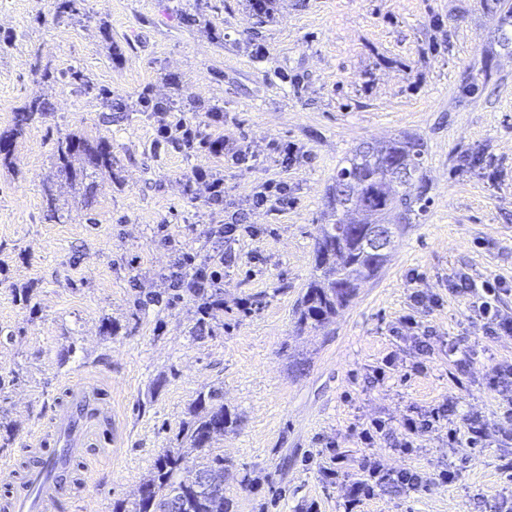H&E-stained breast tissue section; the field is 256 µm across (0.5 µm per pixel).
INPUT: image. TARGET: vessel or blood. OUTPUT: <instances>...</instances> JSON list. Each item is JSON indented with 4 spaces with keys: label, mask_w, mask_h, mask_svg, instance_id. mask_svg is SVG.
I'll return each mask as SVG.
<instances>
[{
    "label": "vessel or blood",
    "mask_w": 512,
    "mask_h": 512,
    "mask_svg": "<svg viewBox=\"0 0 512 512\" xmlns=\"http://www.w3.org/2000/svg\"><path fill=\"white\" fill-rule=\"evenodd\" d=\"M64 387L68 401L55 405L51 415L64 444L53 449L46 467L34 470L22 490L12 495L8 512H54L60 490L54 470L88 449L97 458L112 454V401L107 391L75 376L68 377Z\"/></svg>",
    "instance_id": "b4317fda"
}]
</instances>
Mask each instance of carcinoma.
I'll return each mask as SVG.
<instances>
[{
	"mask_svg": "<svg viewBox=\"0 0 512 512\" xmlns=\"http://www.w3.org/2000/svg\"><path fill=\"white\" fill-rule=\"evenodd\" d=\"M44 110L45 102L36 97L15 113L12 131L0 135L1 165L12 163V138ZM54 161L67 180L81 183L92 173H112V145L105 139L91 142L66 134L55 142ZM424 162L422 139L403 133L380 145L358 146L336 171L330 187V223L320 225L315 273L295 312L299 328L316 329L329 322L356 289L383 268L389 254L367 246L369 225L388 224L395 214L407 223L413 204L421 200L394 178L390 167L405 169L412 181L420 182ZM194 413L196 420L179 432L185 447L168 448L159 455L131 512H231L232 504L224 496V457L208 453L206 462L195 464L190 455L211 447L213 438L229 430L236 418L220 403L215 389L199 395ZM201 475L209 476L212 486H198Z\"/></svg>",
	"mask_w": 512,
	"mask_h": 512,
	"instance_id": "obj_1",
	"label": "carcinoma"
}]
</instances>
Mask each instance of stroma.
I'll return each instance as SVG.
<instances>
[{
  "label": "stroma",
  "instance_id": "stroma-1",
  "mask_svg": "<svg viewBox=\"0 0 512 512\" xmlns=\"http://www.w3.org/2000/svg\"><path fill=\"white\" fill-rule=\"evenodd\" d=\"M503 2L280 0L265 21L247 0H85L75 22L57 0H0V132L32 98L47 103L0 166V496L21 488L24 460L47 456L31 438L50 434L64 378L82 373L112 395V455L92 483L83 469L65 472L67 510L80 495L83 512H128L199 394L216 389L238 417L213 442L234 512H343L368 460L415 470L421 484L377 488L360 512H512V393L488 386L512 366V336L486 335L471 296L453 288L462 277L496 284L495 305L512 316ZM474 80L478 95L462 94ZM146 88L188 116L218 109L208 133L249 146L254 166L156 144L137 102ZM67 133L112 144L111 173L88 189L52 158ZM400 133L425 143L422 210L335 319L299 329L337 169L360 144ZM273 141L296 147L289 168ZM199 166L223 177V205L195 181ZM271 179L287 181L288 209L253 207ZM235 213L247 230L224 245L235 255L220 284L224 311L201 328L198 298L173 294L168 276L182 253H211V228ZM417 290L429 303L412 301ZM408 314L428 330L427 348L395 334ZM446 402L455 425L484 423L478 445H449L443 426L407 449L357 436L373 419L400 434L404 418ZM332 444L344 471L333 481L322 472ZM451 465L459 476L446 485Z\"/></svg>",
  "mask_w": 512,
  "mask_h": 512
}]
</instances>
